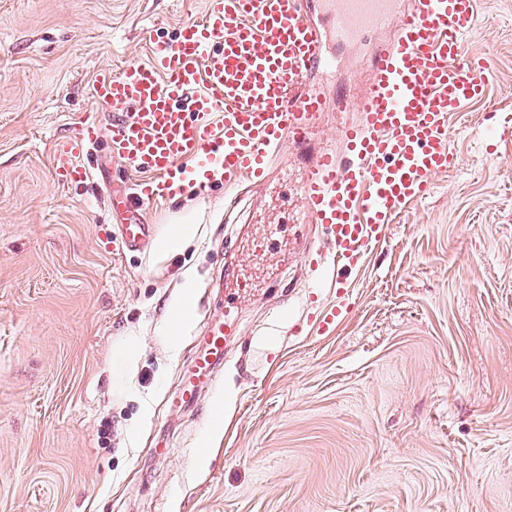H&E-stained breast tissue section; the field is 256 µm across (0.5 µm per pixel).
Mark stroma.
Wrapping results in <instances>:
<instances>
[{
    "label": "stroma",
    "mask_w": 512,
    "mask_h": 512,
    "mask_svg": "<svg viewBox=\"0 0 512 512\" xmlns=\"http://www.w3.org/2000/svg\"><path fill=\"white\" fill-rule=\"evenodd\" d=\"M206 8L0 0V512H512V0H477L464 54L486 92L449 123L457 167L351 273V311L327 336L291 328L310 293L336 299L329 272L304 266L329 244L298 221L309 159L339 145L335 112L304 145L283 138L271 184L232 209L220 188L142 206L155 240L198 225L174 255L114 242L128 215L110 197L139 174L105 144L82 156L87 180L54 174L85 118L111 123L98 71L145 62ZM366 51L340 50L337 79L308 89L360 92ZM273 224L279 248L247 250ZM234 268L256 270L254 294L216 287ZM187 283L193 317L172 350ZM228 306L240 334L216 384L197 408L173 406L200 331ZM130 339L131 368L116 356ZM191 307V286L187 284L172 306L171 320L166 332V339L171 347L175 346L183 328L187 325Z\"/></svg>",
    "instance_id": "stroma-1"
}]
</instances>
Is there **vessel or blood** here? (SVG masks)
<instances>
[{"label":"vessel or blood","mask_w":512,"mask_h":512,"mask_svg":"<svg viewBox=\"0 0 512 512\" xmlns=\"http://www.w3.org/2000/svg\"><path fill=\"white\" fill-rule=\"evenodd\" d=\"M316 2L320 25L309 19ZM476 9L477 0H408L403 8L398 0H210L205 18L182 25L175 40L155 42L148 62L100 71L92 94L120 116L108 129L89 123L61 142L55 174L67 183L85 180L78 158L103 140L113 157L143 175L113 197L117 207L135 211L218 187L229 193L246 180L261 186L284 132L303 144L321 113L334 108L342 148L310 159L300 194L303 213L331 251L309 253L308 267H362L391 225L455 163L450 119L484 91L463 52ZM387 29L394 39L373 45L363 93L334 102L313 90L295 94L309 75L337 68L329 45L361 43ZM120 240L139 251L152 237L148 225L134 222L121 226ZM351 293L349 281L337 280L335 303L312 314V328L332 333ZM237 335L229 312L204 327L176 405H198Z\"/></svg>","instance_id":"b4317fda"}]
</instances>
